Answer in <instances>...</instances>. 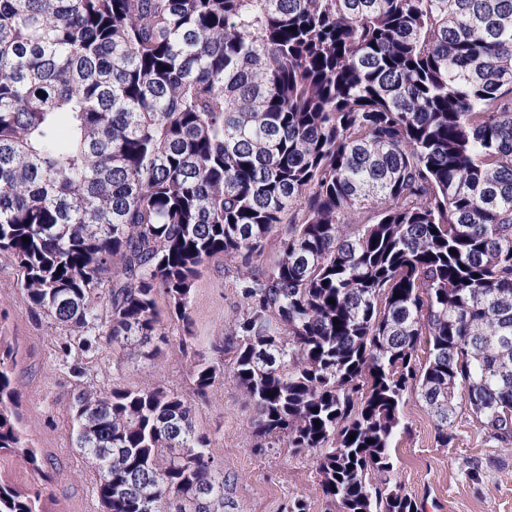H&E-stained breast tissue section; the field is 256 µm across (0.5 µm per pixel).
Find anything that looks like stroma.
Segmentation results:
<instances>
[{"label": "stroma", "instance_id": "35a3bbf8", "mask_svg": "<svg viewBox=\"0 0 512 512\" xmlns=\"http://www.w3.org/2000/svg\"><path fill=\"white\" fill-rule=\"evenodd\" d=\"M19 283L13 257L0 253V335L13 349L21 425L51 477L53 512H99L93 472L69 438L72 395L88 385L164 386L193 399L196 425L211 436L214 460L224 470V512H282L297 498L307 512H336L322 495L316 453L256 447L254 411L234 382L224 380L208 400L193 398L196 353L208 351L242 311L234 263L211 260L193 288L191 350H183L182 333L171 323L151 361L118 358L104 336L80 345L78 336L31 311ZM405 415L409 429L396 438L392 456L402 492L423 512H512V447L491 439L466 415L456 419L453 438L442 447L416 399H409Z\"/></svg>", "mask_w": 512, "mask_h": 512}]
</instances>
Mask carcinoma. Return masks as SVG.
Returning a JSON list of instances; mask_svg holds the SVG:
<instances>
[{
    "mask_svg": "<svg viewBox=\"0 0 512 512\" xmlns=\"http://www.w3.org/2000/svg\"><path fill=\"white\" fill-rule=\"evenodd\" d=\"M0 252L123 350L192 335L240 262L194 393L230 365L256 447L319 453L336 512H421L408 397L443 447L459 412L512 445V0H0ZM12 366L0 336V455L37 481L0 474V512H51ZM211 444L174 390L73 396L100 512H224Z\"/></svg>",
    "mask_w": 512,
    "mask_h": 512,
    "instance_id": "1",
    "label": "carcinoma"
}]
</instances>
